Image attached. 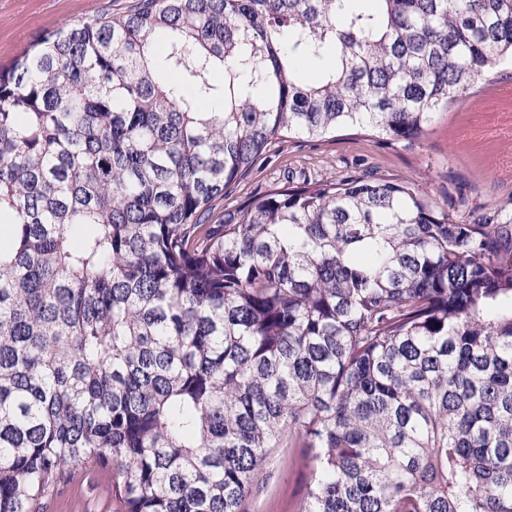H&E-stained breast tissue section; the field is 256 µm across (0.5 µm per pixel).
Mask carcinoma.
Returning a JSON list of instances; mask_svg holds the SVG:
<instances>
[{"label": "carcinoma", "mask_w": 512, "mask_h": 512, "mask_svg": "<svg viewBox=\"0 0 512 512\" xmlns=\"http://www.w3.org/2000/svg\"><path fill=\"white\" fill-rule=\"evenodd\" d=\"M134 0L0 66V512H512V208L289 183L284 138H418L512 64V0ZM332 51L334 64L302 77ZM270 469L268 485L251 499L249 512H295L307 485V469L301 460V449L282 448ZM94 477L95 474L89 473L65 486L46 503L45 512H105L106 487L92 488Z\"/></svg>", "instance_id": "1"}]
</instances>
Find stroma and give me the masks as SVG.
Segmentation results:
<instances>
[{
	"mask_svg": "<svg viewBox=\"0 0 512 512\" xmlns=\"http://www.w3.org/2000/svg\"><path fill=\"white\" fill-rule=\"evenodd\" d=\"M130 0H0V64H9L44 34L73 26L108 8L119 12ZM512 79L485 74L469 96L457 101L409 147L389 145L367 131L341 130L317 139H284L270 146L268 159L215 214L236 209L286 181L367 174L392 181L412 180L432 203L457 220L475 209L512 203ZM85 475L65 486L45 512H103L107 493ZM307 470L297 448L283 449L272 465L267 487L249 503V512H295L304 496Z\"/></svg>",
	"mask_w": 512,
	"mask_h": 512,
	"instance_id": "1",
	"label": "stroma"
}]
</instances>
